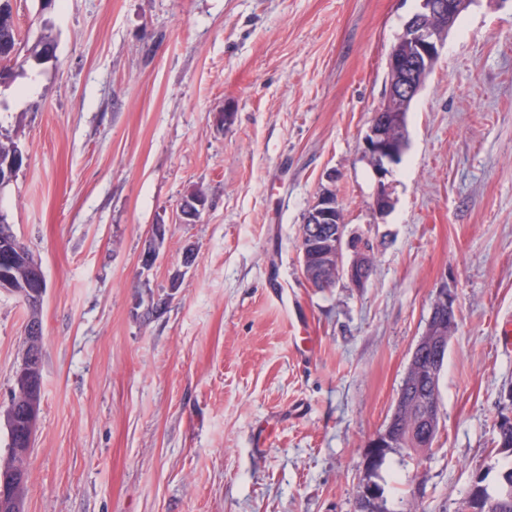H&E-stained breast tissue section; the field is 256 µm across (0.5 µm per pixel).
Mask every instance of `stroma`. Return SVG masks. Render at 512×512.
Here are the masks:
<instances>
[{"label": "stroma", "mask_w": 512, "mask_h": 512, "mask_svg": "<svg viewBox=\"0 0 512 512\" xmlns=\"http://www.w3.org/2000/svg\"><path fill=\"white\" fill-rule=\"evenodd\" d=\"M417 0H63L56 60L0 88L25 157L0 193L48 288L23 512H354L434 296L459 326L429 456L389 452L390 512H467L512 416V0H473L407 114L392 206L362 139ZM37 81L17 103L20 84ZM335 190L366 288L303 278ZM207 207L179 220L183 197ZM166 234L144 268L152 225ZM27 310L0 292V402ZM492 451H510L512 453V418L502 415L494 425V435L491 439Z\"/></svg>", "instance_id": "35a3bbf8"}]
</instances>
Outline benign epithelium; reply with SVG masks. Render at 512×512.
Listing matches in <instances>:
<instances>
[{
	"instance_id": "1",
	"label": "benign epithelium",
	"mask_w": 512,
	"mask_h": 512,
	"mask_svg": "<svg viewBox=\"0 0 512 512\" xmlns=\"http://www.w3.org/2000/svg\"><path fill=\"white\" fill-rule=\"evenodd\" d=\"M474 0H419V9L404 24L398 41L411 46V52L405 55L391 49L388 71L394 75L389 81L386 97L374 113L370 126L364 135L363 158L371 165L376 177L377 187L374 194L375 210L383 213L390 208L391 200L383 178L389 172L388 166L395 163L400 155L396 140L391 136L390 128L402 123V114L389 108V100L400 98L412 100L424 84L425 75L437 61L444 39L450 27L441 29L429 24L434 15L454 18ZM205 209L203 203L193 197L182 199L180 212L183 222L190 224L199 218ZM303 223L311 228L301 233L299 252L303 277H326L333 281L346 280L354 288H363L369 280L368 263L369 243L347 233L342 210L337 196L332 190L324 189L315 198L305 213ZM166 232V225L155 224L151 228L152 250L144 255L143 265L153 266L159 255V244ZM455 296L443 285L434 298L431 314L425 331L417 340L410 358V365L418 363L419 352L437 348H446L448 334L456 326ZM26 349L20 373L30 378L26 392H17L3 411L4 424L8 425L19 418L24 421L21 432L23 448L16 455L27 457L25 446L32 443L33 432L38 417L39 398L42 390L41 380L36 371L40 366L39 346L42 339L40 324L35 322L25 330ZM20 470L11 466L0 468V512H14L15 491Z\"/></svg>"
}]
</instances>
